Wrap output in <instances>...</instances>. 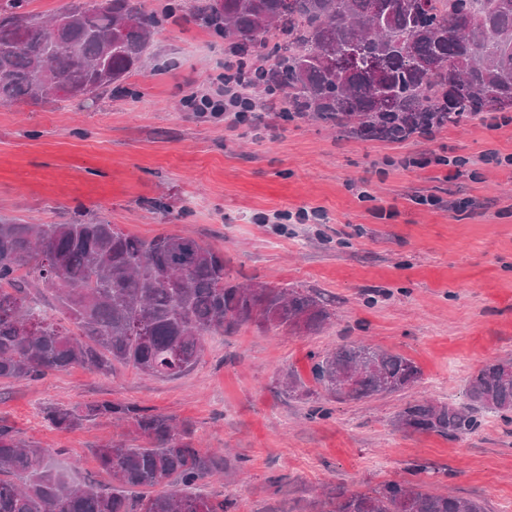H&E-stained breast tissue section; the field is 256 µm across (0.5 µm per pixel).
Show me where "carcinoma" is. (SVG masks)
<instances>
[{"instance_id":"cac0c4a2","label":"carcinoma","mask_w":512,"mask_h":512,"mask_svg":"<svg viewBox=\"0 0 512 512\" xmlns=\"http://www.w3.org/2000/svg\"><path fill=\"white\" fill-rule=\"evenodd\" d=\"M170 0L158 16L143 0H71L73 23L47 49L48 22L28 0H0V104H40L63 94L98 98L143 67L166 23L198 25L241 55L266 51L267 91L288 117L311 116L392 142L493 111L512 109V0ZM55 303L63 320L38 313L30 295ZM313 288L239 283L224 253L189 236L135 237L115 224H0V380L35 381L81 366L115 363L154 378L197 364L205 337L245 325L315 333L332 318ZM421 379L409 358L350 341L317 355L313 380L290 374L285 391L307 399L365 400ZM469 403H407L400 430L462 439L476 413L512 414V359L487 360L467 382ZM96 418L127 425L131 439L96 449L107 485H78L52 451L0 426V512H230L232 502L197 492L224 470L173 419L111 400L56 406L46 419L71 431ZM330 512H486L482 501L410 481L327 496Z\"/></svg>"}]
</instances>
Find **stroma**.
I'll return each instance as SVG.
<instances>
[{"label":"stroma","instance_id":"obj_1","mask_svg":"<svg viewBox=\"0 0 512 512\" xmlns=\"http://www.w3.org/2000/svg\"><path fill=\"white\" fill-rule=\"evenodd\" d=\"M227 47L167 24L146 68L95 101L0 104V223L188 235L223 251L238 281L316 289L332 302L329 325L206 336L178 379L118 364L2 380L0 424L54 449L74 482L105 484L93 450L126 428L95 419L61 432L47 410L110 399L168 415L195 447L221 450L230 474L202 491L235 512H320L328 491L408 481L419 463L427 488L512 512V422L479 411L480 429L462 440L392 426L413 400L466 405L469 376L512 358V123L474 119L396 143L276 107L235 126L185 105L223 79ZM304 210L320 220L299 222ZM277 211L290 220L263 222ZM346 340L410 358L420 382L330 403L327 417L281 390L290 373L312 383L314 355Z\"/></svg>","mask_w":512,"mask_h":512}]
</instances>
